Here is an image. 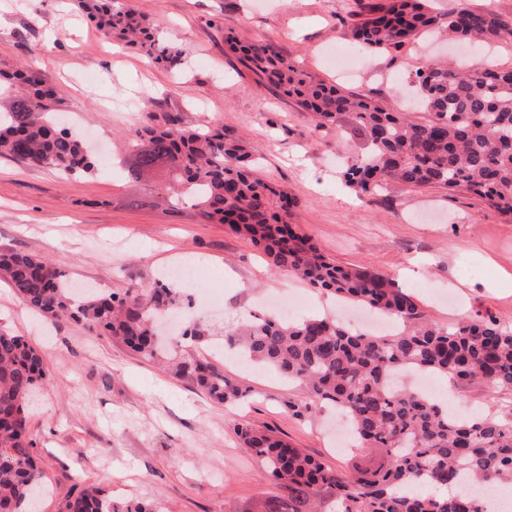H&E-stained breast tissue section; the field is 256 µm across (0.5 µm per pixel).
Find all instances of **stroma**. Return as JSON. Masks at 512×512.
Segmentation results:
<instances>
[{
  "instance_id": "35a3bbf8",
  "label": "stroma",
  "mask_w": 512,
  "mask_h": 512,
  "mask_svg": "<svg viewBox=\"0 0 512 512\" xmlns=\"http://www.w3.org/2000/svg\"><path fill=\"white\" fill-rule=\"evenodd\" d=\"M369 0H125L186 45L181 71L150 62L122 42L101 41L74 0H0V71L37 69L62 92L60 108L98 155L95 170L67 175L0 158V250L50 258L66 280L101 293L154 281L182 255L207 257L224 293L220 311L197 309L215 350L225 316L260 315L275 301L297 317L330 314L325 293L288 272L271 271L244 237L209 223L188 203L156 204L165 168L136 169L124 139L144 110L184 125H224L264 156L262 175L298 205L292 218L337 264L368 267L412 293L431 323L452 329L494 316L512 327V219L477 195L391 184L356 194L342 170L364 147L352 131L312 130L292 100L260 84L230 53L227 37L267 41L312 76L350 92H372L385 109L408 110L409 72L457 45L363 53L358 74L340 80L323 51L352 45L350 28ZM473 275H461L462 267ZM0 332L23 336L50 375L30 411L34 454L48 482L38 512H59L67 494L97 486L116 501L146 500L162 512H250L275 495L269 473L239 446L237 425L277 430L293 446L345 470L355 458L336 444L341 427L327 405L292 416L308 402L302 386L225 355L224 373L251 388L242 406H221L111 337L73 320L51 322L0 279Z\"/></svg>"
}]
</instances>
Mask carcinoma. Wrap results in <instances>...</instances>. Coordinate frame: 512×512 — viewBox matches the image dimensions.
I'll return each instance as SVG.
<instances>
[{"mask_svg": "<svg viewBox=\"0 0 512 512\" xmlns=\"http://www.w3.org/2000/svg\"><path fill=\"white\" fill-rule=\"evenodd\" d=\"M81 7L103 39H123L172 68L184 63L182 47L167 42L134 10L120 7L119 0H81ZM505 31L492 13L435 14L427 0H386L362 15L352 37L373 53L436 32L490 45ZM226 42L260 81L307 112L313 129L350 123L363 136L367 149L343 172L349 188L377 193L398 182L467 191L512 216V69L428 62L410 77L428 112L416 121L387 111L368 94L346 93L313 77L270 42ZM11 80L17 93L0 111V156L70 175L94 170L95 158L60 112L58 91L33 70H19ZM126 137L138 147L139 169L176 165L172 195L191 199L208 219L246 236L271 268L397 322L392 334L379 335L355 333L327 315L301 322L266 315L224 330L225 346L305 387L309 402L288 404L293 415L305 416L312 403L345 411L359 450L372 455L370 465L344 474L269 428L242 426L240 447L279 489L253 512H487L470 490L489 482L512 486V417L461 422L437 401L398 386L397 377L411 371L448 376L463 387L512 398V328L482 317L445 330L428 322L414 296L393 280L328 260L290 222L297 201L260 174L257 148L231 128H192L176 115L159 121L149 112ZM0 277L44 317H72L100 329L218 404L253 398L249 387L227 377L210 357L155 337L157 320L184 305L183 295L161 278L121 295H89L77 304L44 256L0 252ZM48 374L24 337L0 332V512H34L32 505L46 493L32 454L28 406ZM452 487L453 494L439 493ZM60 512L157 509L149 502L116 503L88 486L71 491Z\"/></svg>", "mask_w": 512, "mask_h": 512, "instance_id": "1", "label": "carcinoma"}]
</instances>
